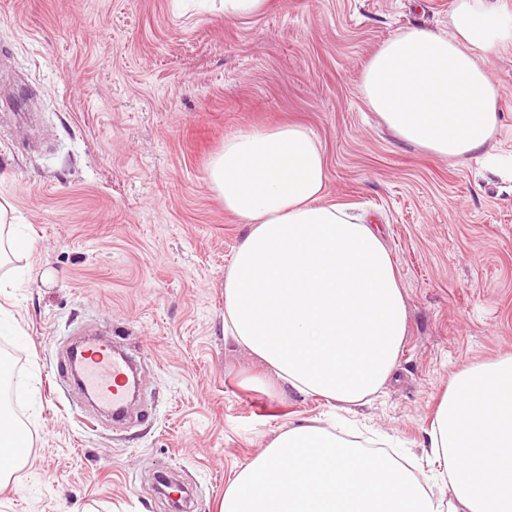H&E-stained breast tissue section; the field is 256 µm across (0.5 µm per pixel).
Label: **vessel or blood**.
I'll use <instances>...</instances> for the list:
<instances>
[{
	"label": "vessel or blood",
	"instance_id": "vessel-or-blood-1",
	"mask_svg": "<svg viewBox=\"0 0 512 512\" xmlns=\"http://www.w3.org/2000/svg\"><path fill=\"white\" fill-rule=\"evenodd\" d=\"M72 353L81 388L113 418H123L131 393L128 357L114 342L95 336L82 337Z\"/></svg>",
	"mask_w": 512,
	"mask_h": 512
}]
</instances>
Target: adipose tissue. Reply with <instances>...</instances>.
<instances>
[{
  "label": "adipose tissue",
  "mask_w": 512,
  "mask_h": 512,
  "mask_svg": "<svg viewBox=\"0 0 512 512\" xmlns=\"http://www.w3.org/2000/svg\"><path fill=\"white\" fill-rule=\"evenodd\" d=\"M507 45L512 12L453 0L447 30L405 28L379 47L361 74L364 100L403 143L451 161L479 156L501 126L488 67ZM208 179L246 227L224 274L225 338L281 391L347 412L371 402L396 372L408 306L380 231L325 202L313 132L288 124L227 137ZM29 248L0 206V288ZM428 448L445 494L354 431L292 424L236 473L219 512H512V353L453 372Z\"/></svg>",
  "instance_id": "1"
}]
</instances>
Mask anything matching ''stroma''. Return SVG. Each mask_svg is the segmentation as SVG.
<instances>
[{
    "instance_id": "1",
    "label": "stroma",
    "mask_w": 512,
    "mask_h": 512,
    "mask_svg": "<svg viewBox=\"0 0 512 512\" xmlns=\"http://www.w3.org/2000/svg\"><path fill=\"white\" fill-rule=\"evenodd\" d=\"M453 0H270L229 20L221 0H0V202L31 241L0 292L29 459L0 512H217L235 472L280 427L329 408L280 392L226 342L224 273L245 227L208 168L226 137L309 128L328 201L378 225L409 310L396 376L361 425L418 460L458 367L512 353V178L398 141L366 105L364 66L397 31H444ZM512 157V47L493 59ZM83 334L139 362L143 404L118 427L53 364Z\"/></svg>"
}]
</instances>
